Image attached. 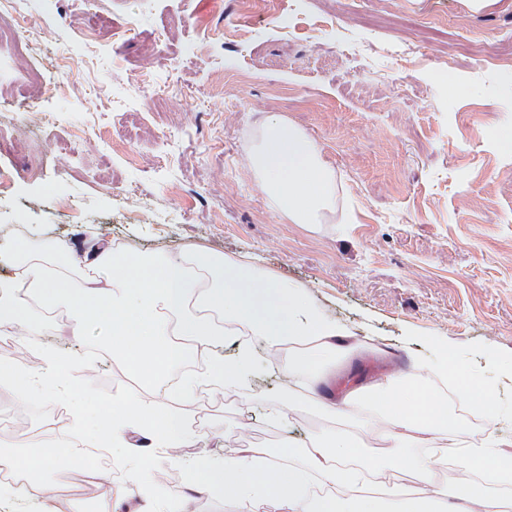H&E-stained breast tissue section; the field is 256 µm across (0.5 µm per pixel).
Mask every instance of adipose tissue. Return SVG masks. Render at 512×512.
Returning a JSON list of instances; mask_svg holds the SVG:
<instances>
[{
    "label": "adipose tissue",
    "mask_w": 512,
    "mask_h": 512,
    "mask_svg": "<svg viewBox=\"0 0 512 512\" xmlns=\"http://www.w3.org/2000/svg\"><path fill=\"white\" fill-rule=\"evenodd\" d=\"M249 165L289 223H317L335 205L332 169L314 142L283 117L264 123ZM7 259L13 273L0 280V335H41L29 314L32 300L47 307L67 303L77 321L72 336H81L82 325H105L127 370L154 387L190 354L242 329L262 339L270 367L281 375L287 397L270 409L280 424L298 401L315 396L318 367L357 347L322 317L302 287L243 259L197 248L148 259L115 251L107 242L87 254V270L77 279L74 262L61 252L38 255L19 241ZM430 376L451 384L495 435L503 415L493 382L448 355L434 368L418 359L364 395L323 402L332 424L302 449V463L248 445L224 461L194 465L189 484L238 498L251 512L272 498L290 512H501L503 503L492 490L512 482L506 440L495 436L492 445L461 451V478L432 467L424 456L437 437L453 441L465 429L461 416L430 391ZM374 436L386 443L385 455H368L367 441ZM61 464L59 449L47 444L24 456L0 450V469H23L38 481ZM406 475L417 478V486L404 484Z\"/></svg>",
    "instance_id": "ef3b65f1"
}]
</instances>
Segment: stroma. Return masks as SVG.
<instances>
[{
    "label": "stroma",
    "instance_id": "obj_1",
    "mask_svg": "<svg viewBox=\"0 0 512 512\" xmlns=\"http://www.w3.org/2000/svg\"><path fill=\"white\" fill-rule=\"evenodd\" d=\"M28 51L0 45V246L84 255L98 235L132 253L196 245L247 252L305 287L360 341L324 377L334 398L449 352L495 378L512 370V0H17ZM125 38L113 43L114 29ZM56 83L54 98L29 88ZM176 85L148 99L140 77ZM129 113L128 128L112 115ZM271 115L297 126L336 174V208L291 224L247 164ZM174 129V145L159 138ZM131 141H123V134ZM32 313L39 341L84 354L64 303ZM278 374L236 393L200 385L185 448L159 449L182 512H242L190 488L198 458L245 437L305 447L329 420L298 402L268 411Z\"/></svg>",
    "mask_w": 512,
    "mask_h": 512
}]
</instances>
